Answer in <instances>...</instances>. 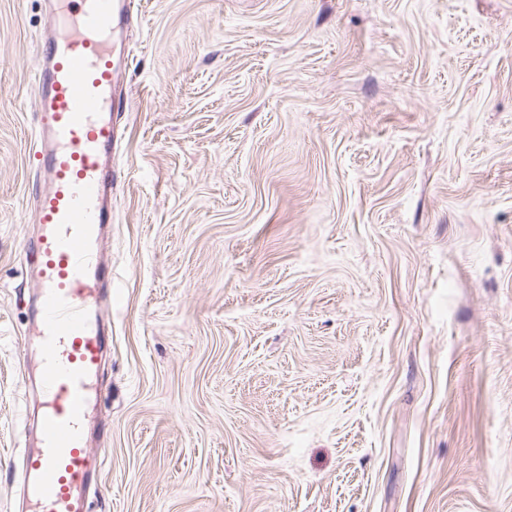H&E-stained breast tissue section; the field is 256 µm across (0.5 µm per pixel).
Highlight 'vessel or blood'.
I'll return each mask as SVG.
<instances>
[{
  "instance_id": "obj_1",
  "label": "vessel or blood",
  "mask_w": 512,
  "mask_h": 512,
  "mask_svg": "<svg viewBox=\"0 0 512 512\" xmlns=\"http://www.w3.org/2000/svg\"><path fill=\"white\" fill-rule=\"evenodd\" d=\"M51 2L55 19L71 17L73 28L42 39L33 66V160L46 187L32 197L24 269L34 291L43 411L39 444L24 468L32 512H88L84 491L96 483L99 461L86 422L107 352L97 306L112 286L101 239L112 221L116 118L126 108L111 40L135 0Z\"/></svg>"
}]
</instances>
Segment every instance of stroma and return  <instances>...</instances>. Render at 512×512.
<instances>
[{
    "label": "stroma",
    "mask_w": 512,
    "mask_h": 512,
    "mask_svg": "<svg viewBox=\"0 0 512 512\" xmlns=\"http://www.w3.org/2000/svg\"><path fill=\"white\" fill-rule=\"evenodd\" d=\"M137 2L89 512H512V0ZM46 29L0 0V512Z\"/></svg>",
    "instance_id": "1"
}]
</instances>
